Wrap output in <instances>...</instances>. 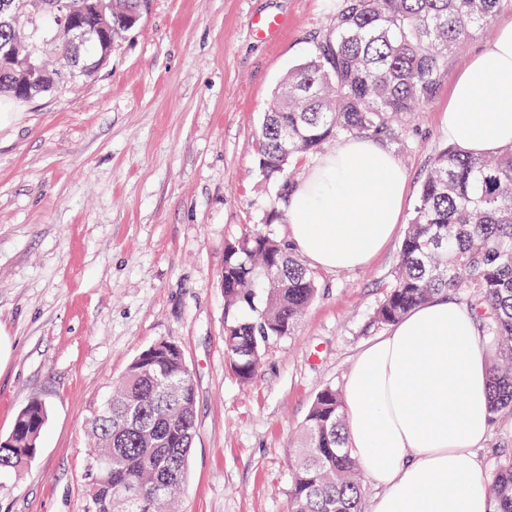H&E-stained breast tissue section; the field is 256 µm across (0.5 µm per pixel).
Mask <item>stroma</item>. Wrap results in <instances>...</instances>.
I'll return each instance as SVG.
<instances>
[{
  "mask_svg": "<svg viewBox=\"0 0 512 512\" xmlns=\"http://www.w3.org/2000/svg\"><path fill=\"white\" fill-rule=\"evenodd\" d=\"M336 0H151L108 67L0 122V440L30 401L48 417L31 463L0 470V512H85L92 418L151 344H177L195 384L196 436L180 512H286L290 443L324 388L386 332L390 286L420 185L448 144L455 79L489 42L448 60L435 97L382 147L408 181L401 224L365 266L317 270L318 295L269 344L250 382L224 351V243L253 225L289 237L287 177L256 164V132ZM275 14L266 39L250 27ZM512 418L477 456L495 474Z\"/></svg>",
  "mask_w": 512,
  "mask_h": 512,
  "instance_id": "1",
  "label": "stroma"
}]
</instances>
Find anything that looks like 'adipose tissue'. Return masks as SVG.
Instances as JSON below:
<instances>
[{
    "instance_id": "obj_1",
    "label": "adipose tissue",
    "mask_w": 512,
    "mask_h": 512,
    "mask_svg": "<svg viewBox=\"0 0 512 512\" xmlns=\"http://www.w3.org/2000/svg\"><path fill=\"white\" fill-rule=\"evenodd\" d=\"M450 141L475 154L512 146V21L457 77ZM406 172L366 137L316 160L287 196L293 248L322 270L370 262L400 224ZM345 436L378 489L370 512H490L476 455L490 425L487 349L467 305L435 297L356 357Z\"/></svg>"
}]
</instances>
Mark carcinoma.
Listing matches in <instances>:
<instances>
[{
  "label": "carcinoma",
  "instance_id": "1",
  "mask_svg": "<svg viewBox=\"0 0 512 512\" xmlns=\"http://www.w3.org/2000/svg\"><path fill=\"white\" fill-rule=\"evenodd\" d=\"M512 0H338L313 55L288 73L264 113L256 158L268 177L342 136L388 138L393 122L432 99L448 58L488 29ZM96 0H0V51L24 55L13 24L54 31L74 14L97 24ZM92 78L112 46L73 50ZM46 65V94L70 82ZM19 74L0 67V95L18 98ZM224 346L231 371L252 379L267 345L291 334L318 293L314 272L285 240L260 227L224 245ZM462 291L490 350L491 420L512 412V147L474 155L439 150L422 182L394 279L374 313L390 325L433 297ZM195 387L178 345L161 341L129 364L93 418L96 445L87 512H160L184 491L196 431ZM46 404L33 400L0 443V469L20 468L38 448ZM287 512H361L358 463L346 448L343 396H316L295 445ZM492 512H512V453L489 485Z\"/></svg>",
  "mask_w": 512,
  "mask_h": 512
}]
</instances>
